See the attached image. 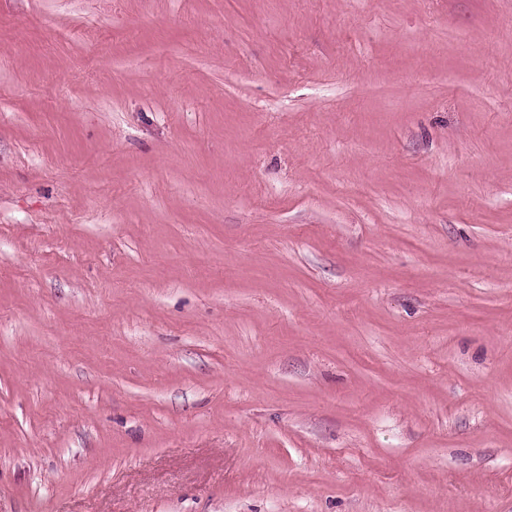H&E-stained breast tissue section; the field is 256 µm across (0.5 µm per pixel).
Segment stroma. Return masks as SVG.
Returning a JSON list of instances; mask_svg holds the SVG:
<instances>
[{
  "mask_svg": "<svg viewBox=\"0 0 512 512\" xmlns=\"http://www.w3.org/2000/svg\"><path fill=\"white\" fill-rule=\"evenodd\" d=\"M0 512H512V0H0Z\"/></svg>",
  "mask_w": 512,
  "mask_h": 512,
  "instance_id": "stroma-1",
  "label": "stroma"
}]
</instances>
